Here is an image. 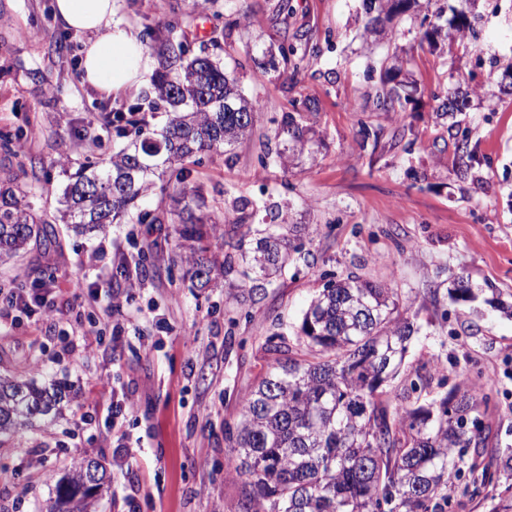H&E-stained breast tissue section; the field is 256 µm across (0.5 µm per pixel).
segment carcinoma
<instances>
[{
    "label": "carcinoma",
    "instance_id": "carcinoma-1",
    "mask_svg": "<svg viewBox=\"0 0 512 512\" xmlns=\"http://www.w3.org/2000/svg\"><path fill=\"white\" fill-rule=\"evenodd\" d=\"M418 0H364L366 13L391 16ZM429 25L470 28L465 13L443 19L424 0ZM176 25L146 27V36L161 47L151 90L137 95L122 110L100 112V127L128 137L138 112H168L167 123L151 135L135 137L107 159L86 163L72 172L61 164L66 181L49 213L25 199L40 182L42 161L25 151L15 153L17 168L0 169V262L5 263L33 242L56 245L62 224L82 235H97L112 224H163L173 227L186 251L183 277L194 288H207L219 275L243 277L241 297L264 299L268 287L286 271L300 248L282 233L288 211L265 208L269 221L255 245L247 235L224 242V259L207 256L204 242L220 225L207 212L205 197L189 185V163L249 137L259 105L242 94L237 79L220 59L193 52L176 41ZM49 46L70 66L68 36L52 33ZM400 88L382 81L377 107L395 112L402 106ZM309 130L290 114L276 132L284 145L304 150ZM394 289L349 273L330 280L304 312L298 341L273 334L261 350L268 369L241 401L235 425L224 428V442L236 459V471L250 487L242 512H432L433 502L448 503V486L464 472L477 475L473 492L512 489V456L498 464L467 458L463 449L479 444L482 434L466 428L471 415L488 406L490 397L454 389L419 403L415 393L430 386L426 367L403 385L386 389L400 367L417 324L398 314ZM65 394L29 380L0 378V434L35 419L46 421L61 411ZM86 461L75 463L58 481L46 512H90L98 495L110 487L111 474L99 465L96 490L84 484Z\"/></svg>",
    "mask_w": 512,
    "mask_h": 512
}]
</instances>
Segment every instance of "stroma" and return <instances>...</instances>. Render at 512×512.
Returning a JSON list of instances; mask_svg holds the SVG:
<instances>
[{"instance_id": "35a3bbf8", "label": "stroma", "mask_w": 512, "mask_h": 512, "mask_svg": "<svg viewBox=\"0 0 512 512\" xmlns=\"http://www.w3.org/2000/svg\"><path fill=\"white\" fill-rule=\"evenodd\" d=\"M54 3L0 0V168L15 166L10 141L23 129L56 186L62 150L79 163L122 147L97 118L134 95L97 92L50 50L48 34L63 29ZM290 4L285 13L281 0H115L138 31L182 17L176 38L218 56L260 104L254 138L192 168L223 226L212 253L259 224L255 202L287 205L302 253L255 304L237 301L233 279L206 289L184 281L168 224L63 233L57 246L33 244L0 265V283L25 273L24 287L40 284L54 308L48 321H0V375L75 395L54 420L0 437V512H37L64 471L90 457L112 471L96 512H240L246 490L224 424L266 369L260 346L275 332L296 340L314 294L351 272L397 289L401 312L419 325L402 373L428 365L435 395L465 382L489 393L478 415L485 441L467 456L488 463L512 451V84L502 80L512 0H438L471 15L472 31L433 52L419 46L423 11L385 23L369 47L363 0ZM291 45L305 53L301 69L279 53ZM30 69L55 86L53 99ZM387 76L417 87L402 111L376 108ZM445 88L467 92L465 111L441 114ZM290 114L310 127L312 144L285 165L264 157L259 139ZM463 137L474 155L464 174L455 157ZM460 275L474 301L451 298ZM93 281L102 292L91 301L84 285ZM37 455L43 465L30 469Z\"/></svg>"}]
</instances>
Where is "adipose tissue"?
Returning a JSON list of instances; mask_svg holds the SVG:
<instances>
[{"label": "adipose tissue", "mask_w": 512, "mask_h": 512, "mask_svg": "<svg viewBox=\"0 0 512 512\" xmlns=\"http://www.w3.org/2000/svg\"><path fill=\"white\" fill-rule=\"evenodd\" d=\"M55 11L63 24L89 35L86 84L117 96L147 82L154 62L137 32L118 17L115 0H56Z\"/></svg>", "instance_id": "obj_1"}]
</instances>
